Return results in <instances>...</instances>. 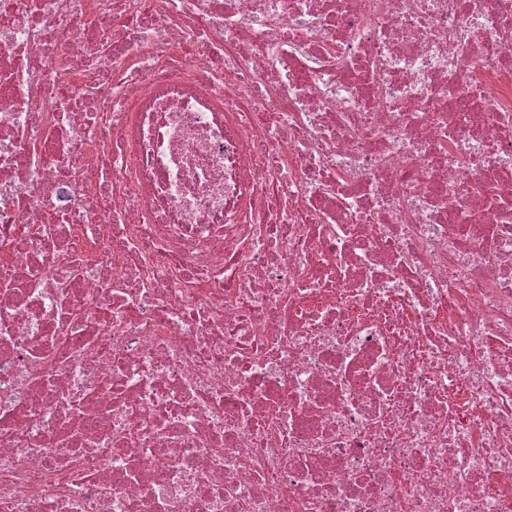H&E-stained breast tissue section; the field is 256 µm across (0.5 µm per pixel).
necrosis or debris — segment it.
I'll return each mask as SVG.
<instances>
[{
  "instance_id": "4bbe7bcc",
  "label": "necrosis or debris",
  "mask_w": 512,
  "mask_h": 512,
  "mask_svg": "<svg viewBox=\"0 0 512 512\" xmlns=\"http://www.w3.org/2000/svg\"><path fill=\"white\" fill-rule=\"evenodd\" d=\"M0 512H512V0H0Z\"/></svg>"
}]
</instances>
